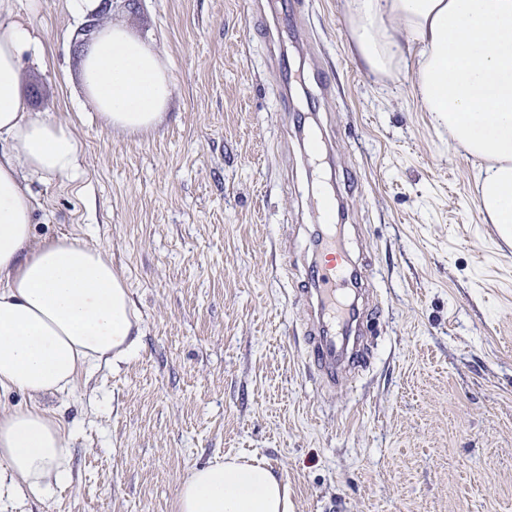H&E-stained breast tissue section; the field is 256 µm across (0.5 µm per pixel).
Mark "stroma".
Segmentation results:
<instances>
[{
	"instance_id": "1",
	"label": "stroma",
	"mask_w": 512,
	"mask_h": 512,
	"mask_svg": "<svg viewBox=\"0 0 512 512\" xmlns=\"http://www.w3.org/2000/svg\"><path fill=\"white\" fill-rule=\"evenodd\" d=\"M17 8L46 45L21 93L83 146L77 178L32 180L34 233L105 249L143 333L49 399L72 481L17 512H177L187 473L227 455L262 459L293 512H512V246L413 65L367 72L346 0H112L98 25L152 39L173 81L169 114L132 137L82 88L89 18ZM331 178L374 290L369 362L333 386L300 294Z\"/></svg>"
}]
</instances>
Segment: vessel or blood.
Wrapping results in <instances>:
<instances>
[{"label":"vessel or blood","mask_w":512,"mask_h":512,"mask_svg":"<svg viewBox=\"0 0 512 512\" xmlns=\"http://www.w3.org/2000/svg\"><path fill=\"white\" fill-rule=\"evenodd\" d=\"M317 211L328 231L319 242L318 258L312 259L307 268L304 292L319 321L318 330L309 340L308 356L333 384L343 372L363 366L367 347L361 342L348 345L343 341L344 334L352 333L356 319L355 312L344 303L355 268L333 229L334 214L322 202Z\"/></svg>","instance_id":"vessel-or-blood-1"}]
</instances>
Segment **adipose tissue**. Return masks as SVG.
Here are the masks:
<instances>
[{
	"instance_id": "adipose-tissue-1",
	"label": "adipose tissue",
	"mask_w": 512,
	"mask_h": 512,
	"mask_svg": "<svg viewBox=\"0 0 512 512\" xmlns=\"http://www.w3.org/2000/svg\"><path fill=\"white\" fill-rule=\"evenodd\" d=\"M363 67L391 73L415 59L417 95L434 129L480 159L477 202L512 241V0H347ZM45 45L15 0H0V393L30 403L0 411V507L41 500L72 479L64 426L40 401L81 376L119 367L141 344L130 288L107 252L68 237L36 240L29 180L74 177L70 127L30 112L23 56ZM87 96L107 128L143 135L168 109L169 69L147 39L96 28L82 53ZM178 512H292L288 485L262 461L225 457L194 468Z\"/></svg>"
}]
</instances>
